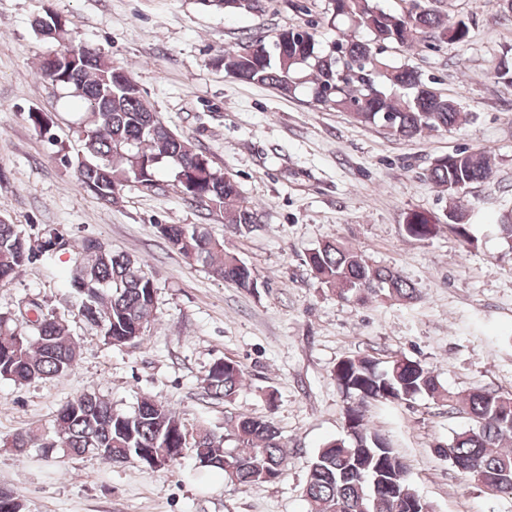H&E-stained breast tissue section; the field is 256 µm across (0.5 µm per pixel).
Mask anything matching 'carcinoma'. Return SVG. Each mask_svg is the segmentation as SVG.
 I'll return each instance as SVG.
<instances>
[{
  "label": "carcinoma",
  "mask_w": 512,
  "mask_h": 512,
  "mask_svg": "<svg viewBox=\"0 0 512 512\" xmlns=\"http://www.w3.org/2000/svg\"><path fill=\"white\" fill-rule=\"evenodd\" d=\"M224 13H251L261 0H201ZM326 21H344L368 33L365 40L345 32L328 47L320 46L313 26H292L271 40L249 39L224 53V71L244 82L267 84L284 95L308 86L314 103L348 113L357 123L389 127V134L414 138L425 132L449 130L466 121L457 101L427 82L412 67L396 66L387 48H411L422 35L439 30L448 40L463 42L469 23H448L426 0H410L401 13L380 9L373 0H327ZM55 36L74 41V29L48 12ZM349 74L339 78L343 67ZM119 67L88 55L76 67L60 63L52 72L42 63L41 76L78 99L84 108L75 133L82 157L77 159L80 181L97 199L112 203L128 183L156 184L162 168L172 163L180 193L190 203L224 211L225 223L249 233L260 223L259 211L241 195L237 182L224 178L211 159L189 139L172 132L131 84H118L112 74ZM484 150H461L433 159L428 178L444 191L469 186L492 177ZM440 218L415 211L407 218V236L426 241L439 232ZM446 224L464 246L473 243L472 224L459 204L445 215ZM156 232L190 262L209 266L211 274L238 288L257 286L254 270L224 247V239L202 224H156ZM74 263L68 271L69 302L106 344L132 346L143 337L154 308L156 285L137 260L112 251L97 239L74 241ZM55 250L35 252L19 225L0 218V288L10 284L27 265L49 261ZM306 264L314 277L345 302L418 299L417 289L397 272L369 262L341 238L325 240L308 253ZM32 325L15 322L12 313H0V380L24 385L58 377L77 365L78 346L68 320L46 312L33 300ZM243 370L234 361L214 362L203 380L205 396L233 400L242 386ZM337 387L346 398L345 428L340 438L325 443L310 461L303 493L308 512H407L411 502L419 512H430L413 490L409 469L391 440L370 424L367 412L375 403L410 401L422 394L448 403V412L467 415L469 424L436 451L465 480L495 495H512V393L475 388L452 393L444 390L429 366L403 355L381 361L369 354L349 355L334 369ZM64 442V453L75 456L103 452L112 463L148 465V457L193 449L200 466L223 471L232 483L249 486L272 483L283 475L287 452L277 428L268 420L241 413L233 430L222 435L208 427L189 430L168 405L144 397L131 411L117 410L93 393L82 392L56 411L53 434L43 439L48 451L53 441ZM233 440L239 452L224 450ZM235 462L230 473L224 461Z\"/></svg>",
  "instance_id": "carcinoma-1"
}]
</instances>
